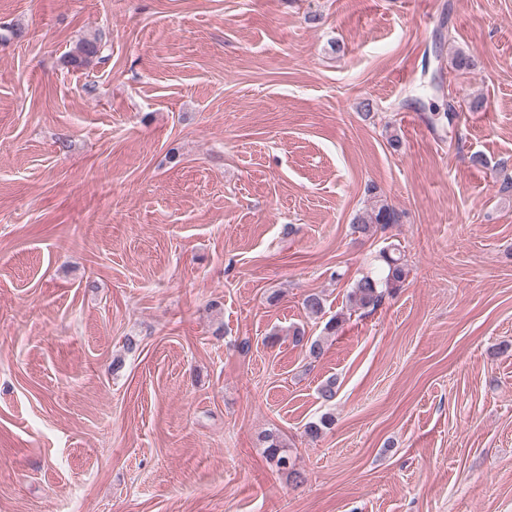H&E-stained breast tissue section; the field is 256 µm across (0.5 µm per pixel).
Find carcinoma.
<instances>
[{
	"mask_svg": "<svg viewBox=\"0 0 512 512\" xmlns=\"http://www.w3.org/2000/svg\"><path fill=\"white\" fill-rule=\"evenodd\" d=\"M102 40L84 41L80 43L69 55L68 64L74 68L87 65L92 58L104 59ZM451 66L457 71L470 72L477 67V59L474 54L459 50L451 59ZM401 214L386 203H379L369 210L355 216L352 222V231L360 237H371L377 229L389 224L400 222ZM396 248L387 247L379 253V259L383 266L378 273H370L360 277L353 285L349 294V310L373 312L380 307L390 293L396 292L406 281L409 270L401 258L394 256ZM292 341L296 346H309V354L317 358L322 351L320 341L306 339L305 330L296 328L292 331ZM267 453L271 460L276 462L279 470L292 476L296 474L294 463L290 462L287 455L281 452L282 442L279 436L270 433L266 435Z\"/></svg>",
	"mask_w": 512,
	"mask_h": 512,
	"instance_id": "1",
	"label": "carcinoma"
}]
</instances>
